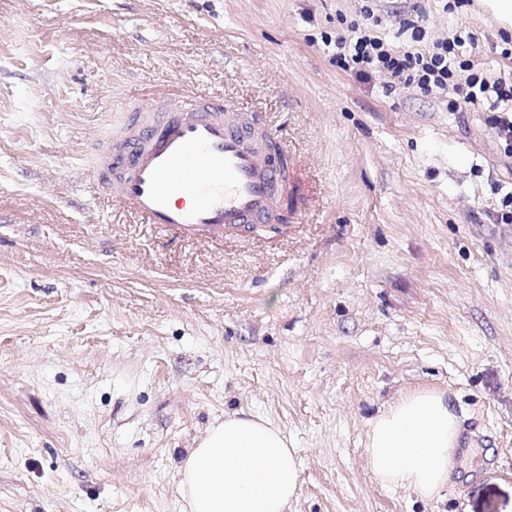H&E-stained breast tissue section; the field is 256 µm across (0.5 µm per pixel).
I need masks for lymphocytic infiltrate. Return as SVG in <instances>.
I'll list each match as a JSON object with an SVG mask.
<instances>
[{"label":"lymphocytic infiltrate","mask_w":512,"mask_h":512,"mask_svg":"<svg viewBox=\"0 0 512 512\" xmlns=\"http://www.w3.org/2000/svg\"><path fill=\"white\" fill-rule=\"evenodd\" d=\"M470 35L456 34L436 41L431 50L408 51L391 48L381 38L363 31L353 37H337L333 59L343 70L363 81L382 72L399 84L427 93L432 89L452 90L450 111L468 105L486 109L485 121L495 130L497 146L512 158V73L488 76L467 56Z\"/></svg>","instance_id":"obj_1"}]
</instances>
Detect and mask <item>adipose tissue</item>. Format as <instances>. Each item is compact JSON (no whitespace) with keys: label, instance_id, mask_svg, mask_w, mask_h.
Listing matches in <instances>:
<instances>
[{"label":"adipose tissue","instance_id":"obj_1","mask_svg":"<svg viewBox=\"0 0 512 512\" xmlns=\"http://www.w3.org/2000/svg\"><path fill=\"white\" fill-rule=\"evenodd\" d=\"M461 424L445 393L419 391L369 423L366 454L386 485L439 498ZM188 512H288L300 466L284 434L244 412L211 424L179 467Z\"/></svg>","mask_w":512,"mask_h":512}]
</instances>
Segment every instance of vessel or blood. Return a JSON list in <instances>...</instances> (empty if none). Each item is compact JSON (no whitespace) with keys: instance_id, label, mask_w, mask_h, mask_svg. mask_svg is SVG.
Segmentation results:
<instances>
[{"instance_id":"1","label":"vessel or blood","mask_w":512,"mask_h":512,"mask_svg":"<svg viewBox=\"0 0 512 512\" xmlns=\"http://www.w3.org/2000/svg\"><path fill=\"white\" fill-rule=\"evenodd\" d=\"M301 161L255 113L201 93L142 102L101 143L97 180L113 206L187 238L280 225Z\"/></svg>"}]
</instances>
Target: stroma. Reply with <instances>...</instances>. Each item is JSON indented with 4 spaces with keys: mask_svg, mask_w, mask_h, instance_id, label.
<instances>
[{
    "mask_svg": "<svg viewBox=\"0 0 512 512\" xmlns=\"http://www.w3.org/2000/svg\"><path fill=\"white\" fill-rule=\"evenodd\" d=\"M366 3L395 49L466 30L512 69L478 0H0V512H183L181 460L241 411L296 450L288 512H512V159L482 108L336 66L322 39ZM168 91L263 113L308 160L288 233L113 213L94 145ZM424 390L475 441L434 500L365 451Z\"/></svg>",
    "mask_w": 512,
    "mask_h": 512,
    "instance_id": "35a3bbf8",
    "label": "stroma"
}]
</instances>
